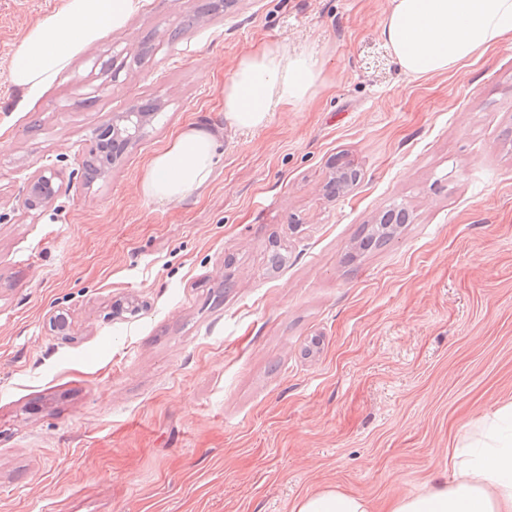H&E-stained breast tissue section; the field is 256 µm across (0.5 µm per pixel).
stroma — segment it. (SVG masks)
<instances>
[{
	"instance_id": "stroma-1",
	"label": "stroma",
	"mask_w": 512,
	"mask_h": 512,
	"mask_svg": "<svg viewBox=\"0 0 512 512\" xmlns=\"http://www.w3.org/2000/svg\"><path fill=\"white\" fill-rule=\"evenodd\" d=\"M60 2L0 0V512H292L448 482L512 402V43L414 78L389 0H145L18 107L10 57ZM283 43L319 62L311 100L231 126L236 63ZM141 101L161 108L88 182L98 128ZM191 124L220 134L209 183L146 198ZM339 163L360 177L331 199ZM40 168L62 188L22 216ZM396 206L409 223L362 248ZM363 499L337 491L307 496L296 503L293 512H370Z\"/></svg>"
}]
</instances>
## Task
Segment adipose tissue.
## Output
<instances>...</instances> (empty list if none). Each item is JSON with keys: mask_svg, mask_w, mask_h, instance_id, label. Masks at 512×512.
Wrapping results in <instances>:
<instances>
[{"mask_svg": "<svg viewBox=\"0 0 512 512\" xmlns=\"http://www.w3.org/2000/svg\"><path fill=\"white\" fill-rule=\"evenodd\" d=\"M143 0H62L32 26L9 64V80L36 100L83 49L123 27ZM512 36V0H390L382 37L413 76L448 72L479 50ZM321 76L304 48L276 45L243 56L224 85V118L240 129L263 126L271 113L303 111ZM219 142L206 127L182 129L156 156L141 183L144 196L179 203L210 178ZM447 484L392 503L388 512H512V405L492 419L479 445L457 449ZM293 512H370L363 499L337 491L307 496Z\"/></svg>", "mask_w": 512, "mask_h": 512, "instance_id": "1", "label": "adipose tissue"}]
</instances>
